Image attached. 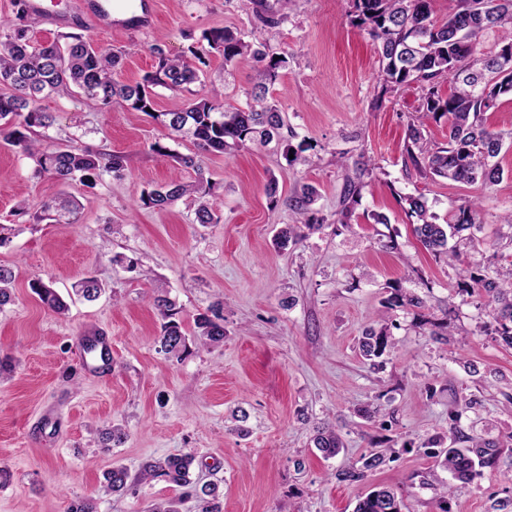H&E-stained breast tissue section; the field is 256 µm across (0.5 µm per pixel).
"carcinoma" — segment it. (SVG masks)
I'll return each instance as SVG.
<instances>
[{
  "label": "carcinoma",
  "instance_id": "obj_1",
  "mask_svg": "<svg viewBox=\"0 0 512 512\" xmlns=\"http://www.w3.org/2000/svg\"><path fill=\"white\" fill-rule=\"evenodd\" d=\"M351 2L352 22L367 30L377 42L381 92L416 83L423 91L420 106L423 115L435 120L444 117L448 122V142L441 146L428 144L416 125L408 127L406 153L419 173L458 183L479 180L486 186L497 184L503 177L497 158L505 138L489 128L486 113L495 107L499 96L512 94V0H452L448 18L442 23L433 20L430 0ZM17 20L13 34L0 41V86L9 89L0 94V138L35 158L40 173L63 182L77 179L91 185L105 172L119 175L126 169V159L119 154L90 147H44L29 138L34 129L50 126L52 116L44 111L40 101L53 93H77L101 111L118 105L147 112L159 120L170 135L192 139L198 149L194 154L176 153L159 142L153 143L150 150L192 169L197 181L186 183L173 178L144 194L141 201L148 207L165 210L182 198L191 197L197 204L195 220L199 224L218 222L213 203L206 198L209 179L205 176L200 153H231L249 144H288V136L283 133L287 123L278 105L267 98V82L275 80L277 70L285 66L288 59L268 56L260 43L248 42L224 28L203 33V40L211 50L223 55L224 63L231 64L245 57L253 61L254 84L248 92L250 102L245 107L226 109L223 93L211 90L193 94L181 109L156 114L151 111L155 88L182 92L201 82L200 66L206 61L199 49L189 48L198 61L194 65L183 57H168L162 47L155 45L151 48L157 59L155 70L146 73L139 82L125 84L114 78L122 62V51L95 48L78 34L63 36V43L55 40L39 44L28 35L35 19L22 9ZM489 30L500 33V48L491 55H480L478 39ZM446 76L451 77L453 89L445 97L440 80ZM314 193L313 188L302 187L301 193L291 200V206L298 214L306 215ZM407 201L411 213L417 217L414 234L423 247L436 256L455 259L456 250L448 247V239L476 226L478 205L462 204L452 222L438 224L424 195L410 196ZM304 227L313 230L318 223L307 219L302 225H287L276 235L277 246L284 249L288 243L297 242L303 237L301 229ZM14 278L12 269L0 265V307L12 301ZM469 279L479 291L478 308L493 320L495 332L503 344L512 348V268L497 269L492 276L471 273ZM31 288L48 309L59 315L65 313L67 305L52 282L38 279L31 283ZM73 290L87 301H94L105 292L103 284L92 277L76 282ZM385 304L388 309L420 308L424 301L395 287ZM154 306L163 320L159 344L165 354L180 359L189 352L191 343L207 347L224 341L223 323L202 315L197 318L196 335L190 338L176 319L179 309L174 301L158 295ZM378 324L377 328L367 329L358 342L361 356L371 361L382 358L391 348L386 319H380ZM443 444L442 438L433 437L424 447L456 480L442 491L440 510L450 512L451 497L483 476L484 470L498 467L500 450L495 442L469 437L454 426L450 428V444L446 448ZM314 445L325 456L332 457L343 447V442L329 425L317 431ZM386 459L387 449L373 450L357 463L336 472L335 477L348 485L358 484ZM193 462L190 455H171L149 462L141 470L139 480L163 477L186 487L192 484L190 467ZM128 478L125 468H111L104 474L103 492L108 495L125 491ZM194 492L198 512H220L221 492L217 484L196 487ZM354 512H401L400 501L392 490L381 487L359 497Z\"/></svg>",
  "mask_w": 512,
  "mask_h": 512
}]
</instances>
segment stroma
Here are the masks:
<instances>
[{
  "label": "stroma",
  "mask_w": 512,
  "mask_h": 512,
  "mask_svg": "<svg viewBox=\"0 0 512 512\" xmlns=\"http://www.w3.org/2000/svg\"><path fill=\"white\" fill-rule=\"evenodd\" d=\"M84 2L42 0L32 13L34 39L76 33L101 49L124 50L117 77L125 83L155 69L152 46L184 56L216 28L287 56L270 93L293 135L285 149L203 155L220 217L204 225L192 199L164 211L141 203L172 176L196 179L150 150L158 141L192 154V142L171 141L145 113L103 112L66 95L43 100L54 119L36 131L43 145L126 156L123 176L102 175L92 187L37 173L21 148L0 141V225L16 230L0 247V265L15 273L13 300L0 308V360L14 365L0 380V512H67L78 499L93 501L97 512H147L171 499L180 512H197L186 488L138 479L143 464L187 453L192 481L221 485L222 512H353L357 496L376 486L393 488L402 512H439L449 476L422 443L453 424L496 442L511 465L512 349L484 329L477 297L458 284L462 269L483 271L492 251L512 261V246L498 241L512 209V149L500 154L503 178L490 187L420 175L405 151L409 124L439 145L448 124L421 116L417 85L381 93L375 42L352 24L347 0H154L148 30L96 27ZM205 73L225 105H245L251 59L228 67L213 52ZM357 169L360 194L343 205L346 177ZM305 185L316 190L310 213L323 225L278 248L274 236L297 222L290 201ZM418 194L443 223L465 201L479 200L481 227L461 246L458 264L435 259L415 237L407 198ZM65 195L79 203L71 223L43 218L44 205ZM389 231L398 236L393 252L378 243ZM89 276L105 294L69 300L62 315L30 288L50 280L64 294ZM395 285L424 307L385 310ZM163 292L176 302L186 335L198 315L223 316V342L180 361L161 352L153 299ZM383 313L392 347L375 366L357 343ZM435 319L447 320L444 336L432 335ZM90 330L112 340V363L96 376L80 362ZM459 406L464 412L451 422ZM369 408L376 412L370 420ZM241 413L246 421H238ZM326 422L344 443L329 459L313 444ZM115 424L126 439L105 447L102 434ZM374 448L393 455L364 483L335 479ZM116 466L136 483L104 494L102 474ZM429 474L435 483L422 485ZM504 499L512 512V483L488 471L451 500V512H492L493 501Z\"/></svg>",
  "instance_id": "35a3bbf8"
}]
</instances>
